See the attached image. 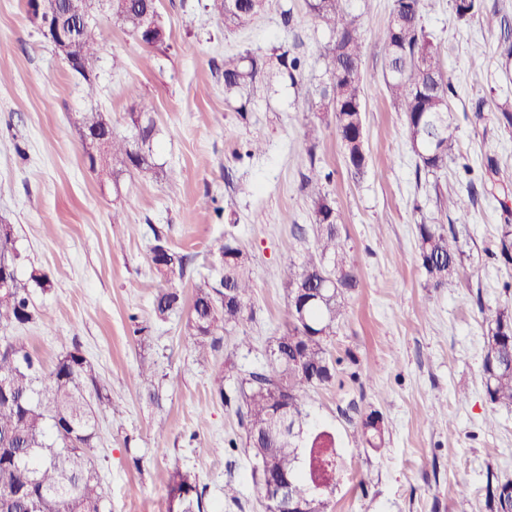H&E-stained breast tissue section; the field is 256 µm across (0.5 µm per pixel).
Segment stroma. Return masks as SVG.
<instances>
[{"label":"stroma","instance_id":"obj_1","mask_svg":"<svg viewBox=\"0 0 512 512\" xmlns=\"http://www.w3.org/2000/svg\"><path fill=\"white\" fill-rule=\"evenodd\" d=\"M393 0H347L362 42V95L369 168L349 173L335 125L309 149L303 123L316 111L324 47L305 0H269L251 26L228 31L212 0H160L164 44L146 48L101 15L109 36L88 97L30 24L25 0H0V224L12 228L18 272L39 269L33 319L0 327L50 370L79 347L104 384L95 465L109 512H166L167 479L194 471L210 512H264L256 461L227 440L240 434L215 396L231 359L259 369L286 319L289 272L314 249L313 207L302 186L309 165L325 187L360 284L328 349L339 358L332 384L309 390L306 408L332 432L345 471L329 512H490L488 489L512 481V409L492 408L482 379L488 319L512 308V266L491 259L499 227L512 224V0H483L457 18L452 0H424L421 22L441 52L456 94L449 101L458 143L445 170L416 171L404 117L385 89L380 37ZM290 8L284 23L282 8ZM283 46L305 56L297 86L254 98L247 119L224 103V56ZM154 107V172L104 177L86 159L76 118L98 109L127 133L133 94ZM257 139L260 153L245 156ZM474 192L466 221L449 196ZM456 225L468 258L447 287L426 282L416 253L420 223ZM192 258L180 285L191 300L210 276L217 240L233 234L250 258L252 320L225 332L208 361L183 334L186 311L154 321L158 282L154 231ZM157 370L153 391L137 385L141 360ZM379 411L386 444L366 448L348 416ZM234 483L239 505L224 498Z\"/></svg>","mask_w":512,"mask_h":512}]
</instances>
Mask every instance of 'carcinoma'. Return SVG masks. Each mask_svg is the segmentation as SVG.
<instances>
[{"label": "carcinoma", "instance_id": "obj_1", "mask_svg": "<svg viewBox=\"0 0 512 512\" xmlns=\"http://www.w3.org/2000/svg\"><path fill=\"white\" fill-rule=\"evenodd\" d=\"M158 0H112V20L137 35L141 13L157 9ZM224 17V28L243 30L264 10L267 0H213ZM345 0H306L309 15L328 29L325 75L320 88V109L332 114L344 151L347 169L355 178L368 166L364 138V104L361 90V42L356 17ZM482 0H454L458 17L470 18ZM421 0H394L382 37L386 60L385 86L395 108L404 115L408 139L419 159L417 171L435 173L448 167L457 139L448 100L454 88L445 77L440 51L420 21ZM85 46L83 69L95 74L96 53L108 37L98 20L80 31ZM306 65L304 56L280 47L269 54H232L224 57V101L237 104L247 119L251 99L277 82L297 83ZM142 100L134 102L128 118L137 135L112 134L105 166H120L130 173L156 168L153 142L157 127ZM329 175L310 161L304 188L313 203L315 253L288 274V312L273 339L266 363L242 374L236 365L224 366L234 379V392L224 391V377L216 382L215 395L234 409L243 428L228 447H244L262 456L272 469L286 472L294 484V497L305 500L304 512H327V501L310 495L316 474L329 486L344 471L336 457L334 436L309 426L304 394L327 386L336 378L340 360L331 357L327 342L345 316V295L359 286L355 266L341 241L336 208L322 182ZM420 267L433 288H445L460 273L463 250L454 229L444 224L416 225ZM150 248L152 271L163 287L153 301L156 321L165 322L183 306L176 284L183 280L190 255L173 249L166 236L153 230ZM224 256L219 278L196 286L183 335L202 355L215 349L217 336L253 318L249 257L233 239L216 248ZM494 259L512 265V224L500 227ZM331 274L335 288L324 299L307 302L309 290L322 287ZM51 287L47 274L34 270L28 279L12 273L0 288V326L32 320L31 289ZM485 395L495 407H512V310L495 313L487 331L483 364ZM92 387L95 400L86 396ZM108 401L98 386L91 364L75 347L43 372L27 347L0 336V512H107V497L95 468L93 448L97 439V412ZM361 441L370 448L384 444L386 426L376 411L361 415L356 424ZM167 512H208L204 490L191 470L174 469L168 476ZM492 512H512V482L498 484L490 493Z\"/></svg>", "mask_w": 512, "mask_h": 512}]
</instances>
